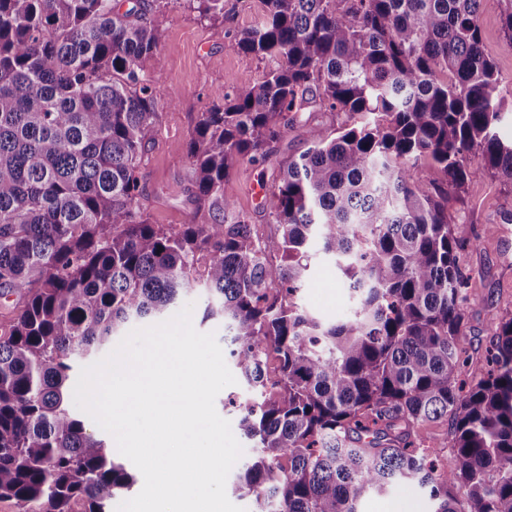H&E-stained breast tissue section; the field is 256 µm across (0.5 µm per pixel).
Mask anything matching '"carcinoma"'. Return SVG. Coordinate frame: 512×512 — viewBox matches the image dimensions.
Wrapping results in <instances>:
<instances>
[{"instance_id":"obj_1","label":"carcinoma","mask_w":512,"mask_h":512,"mask_svg":"<svg viewBox=\"0 0 512 512\" xmlns=\"http://www.w3.org/2000/svg\"><path fill=\"white\" fill-rule=\"evenodd\" d=\"M119 2L0 0V288L24 298L0 326V499L112 512L134 477L69 409L70 361L200 282L254 392L237 404L255 452L234 484L257 512H360L400 484L432 512H512V316L485 376L460 379L469 297L448 220L471 157L512 183V141L496 132L512 89L484 50L480 0H262L232 45L274 66L198 115L187 155L208 219L175 228L139 204L159 24L143 0ZM192 2L226 17L224 0ZM315 99L359 125L310 129L263 240L227 183ZM423 164L438 177H414ZM315 240L354 303L331 325L294 302ZM442 417L449 459L424 447Z\"/></svg>"}]
</instances>
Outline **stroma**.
I'll use <instances>...</instances> for the list:
<instances>
[{
    "instance_id": "stroma-1",
    "label": "stroma",
    "mask_w": 512,
    "mask_h": 512,
    "mask_svg": "<svg viewBox=\"0 0 512 512\" xmlns=\"http://www.w3.org/2000/svg\"><path fill=\"white\" fill-rule=\"evenodd\" d=\"M224 2L230 11L226 23L199 16L190 0L168 5L159 16L160 46L146 60L145 69L157 78L153 91L160 123L142 157L140 198L153 224L176 227L194 216L193 165L186 146L198 113L216 96L262 81L268 70L267 62L234 49L225 34L229 28L239 31L255 25L263 14L261 0ZM504 7V0H481L480 24L501 85L509 89L512 49L501 27ZM349 124L346 113L313 101L273 144L263 163L236 164L230 192L237 210L250 216L260 238L278 232L269 217L268 200L282 165L306 149L309 129L334 134ZM470 171L465 193L449 202L448 214L466 242L459 255L469 294L464 334L470 363L463 376L471 381L483 373V354L490 337L504 318L512 316V185L493 177L481 160H474ZM310 255V273L297 297L299 306L323 321L345 319L352 304L347 282L319 244H312ZM395 502L405 504L409 512H431L432 508L423 490L401 485L381 494H366L360 512H385Z\"/></svg>"
}]
</instances>
